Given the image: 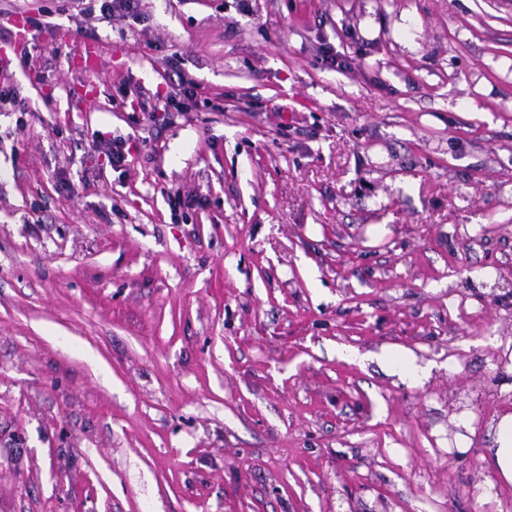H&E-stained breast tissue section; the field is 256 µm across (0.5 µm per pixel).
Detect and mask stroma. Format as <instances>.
Segmentation results:
<instances>
[{"mask_svg": "<svg viewBox=\"0 0 512 512\" xmlns=\"http://www.w3.org/2000/svg\"><path fill=\"white\" fill-rule=\"evenodd\" d=\"M15 15L0 512H512V0ZM497 448H489V460L498 481L512 485V415L504 417L498 428Z\"/></svg>", "mask_w": 512, "mask_h": 512, "instance_id": "35a3bbf8", "label": "stroma"}]
</instances>
